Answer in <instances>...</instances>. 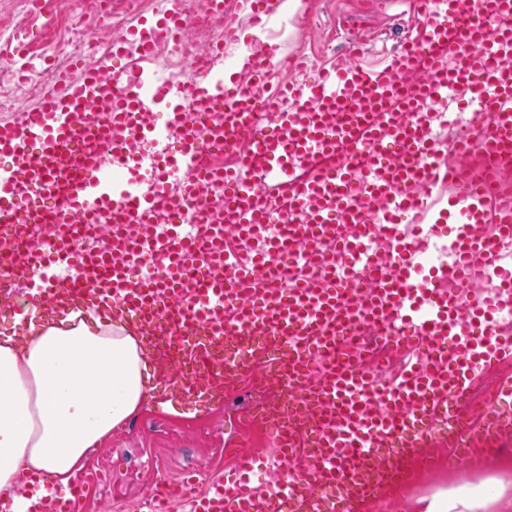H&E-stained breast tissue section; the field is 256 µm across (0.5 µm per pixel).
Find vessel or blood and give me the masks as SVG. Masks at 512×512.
<instances>
[{"label":"vessel or blood","instance_id":"obj_1","mask_svg":"<svg viewBox=\"0 0 512 512\" xmlns=\"http://www.w3.org/2000/svg\"><path fill=\"white\" fill-rule=\"evenodd\" d=\"M421 2L420 18L378 72L353 63L354 44L350 61L302 84L282 76L296 59L266 51L250 52L245 82L216 69L211 48L193 58L184 80L105 60L61 74L20 123L0 125V236L13 243L12 253L0 251V320H50L77 302L103 319L132 318L154 343L165 386L203 403L222 402L259 366L275 381L274 406L251 409L248 421L271 433L287 470L255 489L243 459L204 496L183 495L190 512H356L371 486L403 472L405 458L430 462V443L447 439V461L460 466L480 443L512 430V382L481 401L475 417L461 412L472 374L512 357V336L500 331L512 297L465 300L440 286L448 278L469 284L476 259L512 282L504 264L512 209L500 212L495 233H482L490 180L464 185L451 201L453 260L429 275L420 257L440 239V225L420 240L400 227L402 215L456 178L439 163L432 123L450 124L459 94H474L479 106L471 137L491 156L512 159V67L504 63L512 0ZM238 4L257 22L268 12V0H207L193 17L168 12L134 32L140 57L182 39L206 13L234 16ZM463 54L465 70L456 64ZM408 72L419 81L406 85ZM218 102L224 150L236 165L207 173L224 191V221L199 236L172 190L197 191L186 177L205 141L192 115ZM139 138L175 148L147 163L131 155ZM84 141L109 144L123 168L80 151ZM261 174L279 177L275 203ZM165 207L176 221L155 225ZM90 221L115 224L111 248L77 249ZM33 224L55 225L46 249L29 248L24 231ZM270 224L272 237L251 260L225 250L227 228L247 237ZM381 237L391 243L383 266L373 252ZM328 239L335 251L325 257ZM286 256L319 268V278L254 289L259 277L280 275ZM352 266L363 269L366 287H347ZM381 344L418 356L392 384L352 352ZM87 490L77 476L29 512H72Z\"/></svg>","mask_w":512,"mask_h":512}]
</instances>
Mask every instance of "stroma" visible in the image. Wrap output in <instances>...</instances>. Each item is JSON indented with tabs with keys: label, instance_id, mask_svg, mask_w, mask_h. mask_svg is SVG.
I'll return each instance as SVG.
<instances>
[{
	"label": "stroma",
	"instance_id": "obj_1",
	"mask_svg": "<svg viewBox=\"0 0 512 512\" xmlns=\"http://www.w3.org/2000/svg\"><path fill=\"white\" fill-rule=\"evenodd\" d=\"M122 9V0H108L107 13L88 15L76 4L69 16L88 17L105 31L120 24ZM66 17L50 6L45 14H30L29 24L37 31L52 30L63 40L68 36ZM414 21L412 0H303L302 9L295 12L288 0H270L264 25H253L240 15L225 27L223 67L227 74H235L241 54L258 40L280 56L305 54L307 69L292 74L300 83L337 62L354 39L361 43L364 62L379 65L397 49ZM251 403L250 381L245 378L219 404L199 408L183 400L176 415L157 405L144 409L91 453L84 472L93 490L74 512H148L146 478L173 482L183 470L193 468L197 488L203 491L240 455L253 459L251 486H262L280 456L271 436L246 422L245 410Z\"/></svg>",
	"mask_w": 512,
	"mask_h": 512
}]
</instances>
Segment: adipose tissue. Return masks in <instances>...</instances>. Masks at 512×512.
<instances>
[{"label":"adipose tissue","mask_w":512,"mask_h":512,"mask_svg":"<svg viewBox=\"0 0 512 512\" xmlns=\"http://www.w3.org/2000/svg\"><path fill=\"white\" fill-rule=\"evenodd\" d=\"M84 307L31 327L24 343L0 336V493L13 512L24 474L67 488L113 429L137 415L159 373L149 337L128 319L102 327ZM417 512H512L499 478L440 486L416 498Z\"/></svg>","instance_id":"obj_1"}]
</instances>
